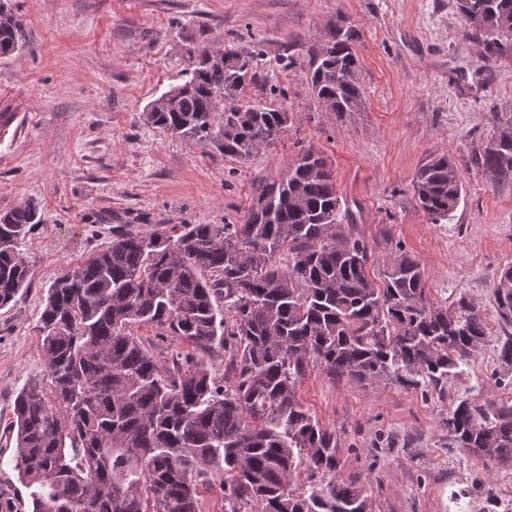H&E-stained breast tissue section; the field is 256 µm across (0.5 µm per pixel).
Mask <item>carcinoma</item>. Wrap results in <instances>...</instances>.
<instances>
[{
  "instance_id": "obj_1",
  "label": "carcinoma",
  "mask_w": 512,
  "mask_h": 512,
  "mask_svg": "<svg viewBox=\"0 0 512 512\" xmlns=\"http://www.w3.org/2000/svg\"><path fill=\"white\" fill-rule=\"evenodd\" d=\"M489 59L512 46V0H457ZM357 32L336 24L311 55L316 100L343 117L360 105ZM24 22L0 0V56L19 51ZM188 79L175 99L148 105L154 126L215 154L247 159L277 141L283 109L243 103L218 111L228 81L240 88L263 54L188 50ZM471 169L512 183V117L471 155ZM417 207L439 223L460 203L463 175L433 156L412 180ZM342 203L326 160L300 151L279 179L254 188L237 224H178L141 232L126 225L112 243L48 288L38 330L51 392L27 381L13 402V468L29 512H199L198 488L224 472V512H370L353 482L337 479L336 430L296 397L312 366L358 386L385 382L425 398L448 395L486 343L487 326L464 295L430 304L411 255L372 277L366 242L341 223ZM38 205L0 212V308L29 287L17 251L38 224ZM493 294L512 324V267ZM200 350L224 352V377L192 356L168 366L134 329ZM461 448L512 459V400L456 398L443 420ZM308 472V484L293 487Z\"/></svg>"
}]
</instances>
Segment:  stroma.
<instances>
[{
  "instance_id": "stroma-1",
  "label": "stroma",
  "mask_w": 512,
  "mask_h": 512,
  "mask_svg": "<svg viewBox=\"0 0 512 512\" xmlns=\"http://www.w3.org/2000/svg\"><path fill=\"white\" fill-rule=\"evenodd\" d=\"M25 41L0 57V211L36 203L44 214L18 250L30 285L0 309V512H28L6 433L19 389L47 379L39 317L49 285L112 243L121 224H236L255 185L279 177L300 150L330 166L376 271L398 252L425 273L430 304L466 295L494 333L454 392L476 402L512 399L498 385V339L512 332L493 283L512 264V185L469 170L495 114H512V50L486 59L456 0H11ZM358 32L359 111L338 117L313 96L311 53L336 21ZM264 53L257 81L237 100L281 108L291 120L248 160L226 158L166 133L147 105L186 78L190 45ZM448 155L464 172L450 220L419 211L412 178ZM305 407L338 436V477L361 486L371 512H512V461L453 444L449 399L378 383L359 387L309 368Z\"/></svg>"
}]
</instances>
